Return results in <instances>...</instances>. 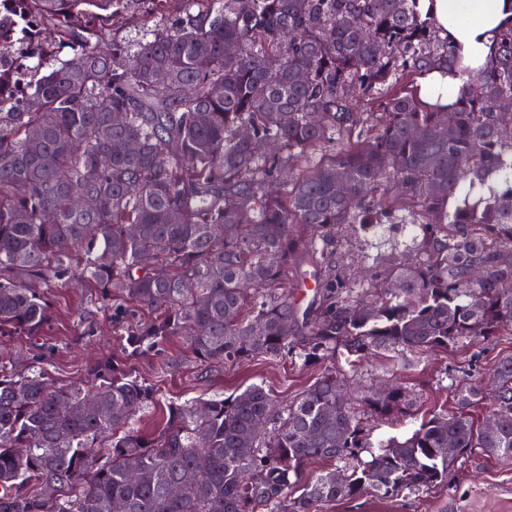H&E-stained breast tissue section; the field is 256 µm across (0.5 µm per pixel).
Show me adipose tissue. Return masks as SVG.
<instances>
[{
    "label": "adipose tissue",
    "instance_id": "obj_1",
    "mask_svg": "<svg viewBox=\"0 0 512 512\" xmlns=\"http://www.w3.org/2000/svg\"><path fill=\"white\" fill-rule=\"evenodd\" d=\"M441 37L461 62L457 71L430 69L418 78V92L431 106H453L465 88V72L483 66L495 50L497 37L512 21V0H420Z\"/></svg>",
    "mask_w": 512,
    "mask_h": 512
}]
</instances>
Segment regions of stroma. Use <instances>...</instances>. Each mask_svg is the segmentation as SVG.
<instances>
[{"label": "stroma", "mask_w": 512, "mask_h": 512, "mask_svg": "<svg viewBox=\"0 0 512 512\" xmlns=\"http://www.w3.org/2000/svg\"><path fill=\"white\" fill-rule=\"evenodd\" d=\"M336 243L351 271L370 267L381 275L415 250L407 231L387 226L368 234L340 231ZM47 296L54 311L50 324L35 337L0 335V361L15 362L22 372L42 371L55 387L87 381L96 362L114 357L125 359L139 380L156 386L163 402L224 399L257 383L285 404L334 366L328 358L305 366L285 354L232 365L191 362L173 369L169 362L181 350L175 340L128 359L120 336L127 321L115 316L111 302L74 280L49 289ZM506 354H512V335L474 336L451 349L421 355L404 368L385 354H373L360 362L352 380L360 390L400 386L411 411L417 412L436 402H452L456 385L487 380L489 367ZM326 512H512V459L477 450L452 473L447 486L431 493L393 498L368 494L331 504Z\"/></svg>", "instance_id": "stroma-1"}]
</instances>
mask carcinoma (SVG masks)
I'll list each match as a JSON object with an SVG mask.
<instances>
[{"label": "carcinoma", "mask_w": 512, "mask_h": 512, "mask_svg": "<svg viewBox=\"0 0 512 512\" xmlns=\"http://www.w3.org/2000/svg\"><path fill=\"white\" fill-rule=\"evenodd\" d=\"M143 6L156 24L136 49L102 38ZM0 16L23 44L48 30L72 51L27 92L0 42V334L40 335L45 290L70 278L142 315L124 330L128 357L178 339L191 362L297 347L305 365L340 351L353 367L512 330V113L498 111L512 23L439 111L395 90L458 64L420 0H0ZM375 95L382 111H357ZM398 223L418 253L372 300L336 228ZM491 374L482 423L470 383L453 410L374 445L367 418H411L402 388L354 401L334 369L285 405L261 384L170 402L147 434L132 421L155 391L118 361L59 389L0 363V512H323L430 490L474 448L512 458V355ZM311 462L325 468L308 476Z\"/></svg>", "instance_id": "cac0c4a2"}]
</instances>
